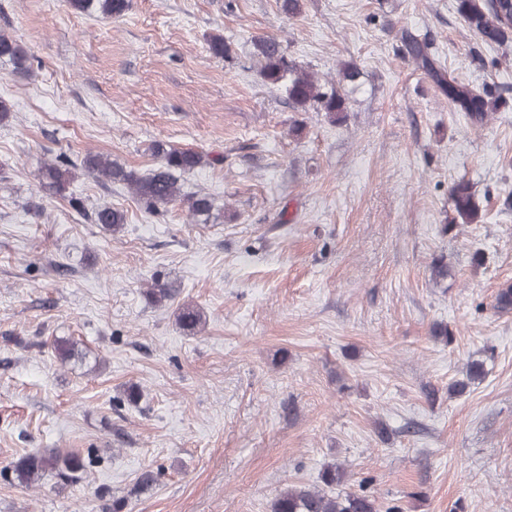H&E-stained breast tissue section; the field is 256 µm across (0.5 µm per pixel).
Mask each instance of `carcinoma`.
<instances>
[{
	"label": "carcinoma",
	"mask_w": 512,
	"mask_h": 512,
	"mask_svg": "<svg viewBox=\"0 0 512 512\" xmlns=\"http://www.w3.org/2000/svg\"><path fill=\"white\" fill-rule=\"evenodd\" d=\"M508 0H456V10L467 28L487 45H502L512 40V21L505 18ZM68 6L77 14L120 18L130 8L129 0H67ZM407 52L415 63L426 69L441 90L448 96L456 109L465 113L471 125L481 127L495 110L502 97L490 91L473 89L467 85L451 82L439 72L430 59L428 44L414 37H405ZM258 62V73L265 84L282 91L290 102L300 108L311 105L333 121L340 122L347 112V94L344 87L356 85L361 75L359 68L351 63L342 64L335 86L321 82L295 60L288 58L286 50L274 37H262L254 43ZM208 50L220 58L232 53V43L220 34L209 38ZM0 64H6L17 74L31 71L32 63L24 47L15 39L0 34ZM152 154L158 159V166L140 173L127 169L103 154L88 152L81 161L82 168L90 175L122 183L149 214L158 215L168 205L179 203L187 208L191 221L207 224L213 216V198L202 191L186 193L181 179L191 173L204 161L203 154L192 149L175 148L161 142L152 144ZM76 162L67 154L60 153L55 160L46 164L40 181L41 191L48 196L64 193L69 184L71 169ZM451 203V224L454 228L474 224L480 218V206L470 182L460 180L448 190ZM93 223L106 230L115 231L126 223L124 211L110 203H101L93 211ZM153 302L162 305L173 301L178 290L159 280L151 284L148 291ZM495 308L502 312L512 310V283L505 282L495 297ZM177 320L188 330H196L202 323V311L190 304L179 308ZM53 348L56 355L66 361L78 356V350L71 338H57ZM485 376L484 363L472 361L467 365L466 380L453 385L456 392L463 391L468 383ZM86 468L85 458L75 452L58 449H44L20 458L13 466L19 483L32 486L51 471L62 479L72 480ZM370 480L360 483V491L330 495L317 487L290 485L272 500L271 512H402V508L389 503L382 506L377 498L367 493Z\"/></svg>",
	"instance_id": "cac0c4a2"
}]
</instances>
